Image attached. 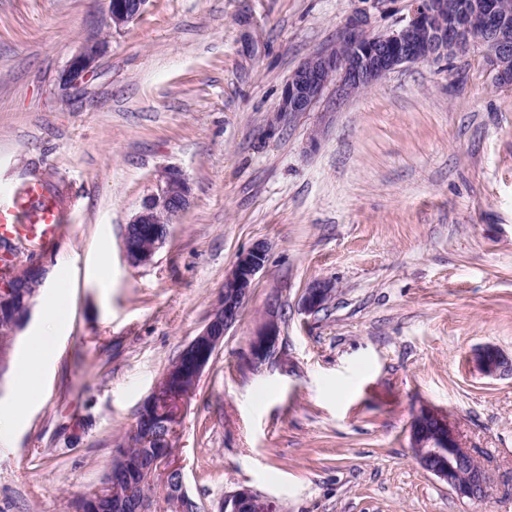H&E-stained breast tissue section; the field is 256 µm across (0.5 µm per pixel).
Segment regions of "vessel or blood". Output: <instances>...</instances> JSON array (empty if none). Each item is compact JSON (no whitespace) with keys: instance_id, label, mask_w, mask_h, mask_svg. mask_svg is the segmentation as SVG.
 I'll return each mask as SVG.
<instances>
[{"instance_id":"vessel-or-blood-1","label":"vessel or blood","mask_w":512,"mask_h":512,"mask_svg":"<svg viewBox=\"0 0 512 512\" xmlns=\"http://www.w3.org/2000/svg\"><path fill=\"white\" fill-rule=\"evenodd\" d=\"M64 213L51 189L32 178L0 195V243L19 240L42 251L62 232Z\"/></svg>"}]
</instances>
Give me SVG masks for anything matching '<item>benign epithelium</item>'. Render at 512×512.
I'll return each mask as SVG.
<instances>
[{"mask_svg": "<svg viewBox=\"0 0 512 512\" xmlns=\"http://www.w3.org/2000/svg\"><path fill=\"white\" fill-rule=\"evenodd\" d=\"M146 0H109L110 27L119 30L135 19ZM369 13L365 9L353 12L346 20L341 37L327 51L306 59L285 84L276 119L296 112H309L320 100L326 88L336 85V95L345 99L356 90L374 85L397 69L420 62L450 59L464 41L476 40L482 48L492 74L499 86L512 87V20L503 14L496 0H477L468 9H459L451 0H425L414 5L406 22L384 34L367 33ZM102 41L84 44L67 62L60 82L73 86L89 81L105 54ZM191 204V187L182 171L169 168L158 179L157 192L150 195L124 230V255L133 267L150 263L155 253L169 238V225L156 224L159 211L176 218ZM268 246L259 241L240 253L232 269L224 277V289L217 305L203 327L184 347L188 362L178 359L166 373L168 391L161 395L152 391L145 399L135 431L144 428L159 406H166L175 425L184 404L194 393L206 368L212 363L224 342V336L243 314L246 300L255 287L256 275L264 267ZM45 270L42 261L33 259L19 265L13 285H0V314H12L11 333L17 335L28 320L34 301L24 310L14 308V287L26 282L34 272ZM335 284L326 279H314L304 288L300 307L306 314L321 311L332 298ZM280 326L277 314L270 313L250 341V362L261 367L280 359ZM477 368L486 375L512 371V361L498 349L485 346L475 352ZM411 448L420 465L448 489L474 502L489 494V478L471 453L463 448L448 415L434 407L423 405L411 425ZM163 475L162 494L194 512L201 507L186 487L181 466L175 463L165 448H158L141 470V482H149L156 474ZM113 481L105 479L94 493L76 502V512H96L100 500L113 495ZM116 509L131 508L133 512H152L150 501L137 497L131 502L119 497L112 503ZM224 512H275L272 503L253 490L242 487L224 498Z\"/></svg>", "mask_w": 512, "mask_h": 512, "instance_id": "7a95c632", "label": "benign epithelium"}]
</instances>
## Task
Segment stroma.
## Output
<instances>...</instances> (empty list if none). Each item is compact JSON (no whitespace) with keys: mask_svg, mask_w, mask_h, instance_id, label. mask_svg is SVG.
I'll use <instances>...</instances> for the list:
<instances>
[{"mask_svg":"<svg viewBox=\"0 0 512 512\" xmlns=\"http://www.w3.org/2000/svg\"><path fill=\"white\" fill-rule=\"evenodd\" d=\"M108 0H0V192L39 177L67 198L60 240L0 372L61 285L39 398L0 430V512H73L96 490L146 397L204 326L238 254L267 261L168 438L202 512L248 487L276 512H512V372L482 374L484 346L512 360V88L479 49L400 68L272 124L310 54L335 44L362 0H147L110 29ZM94 78L59 75L85 43ZM168 167L192 204L145 266L126 224ZM335 281L327 310L303 289ZM276 309L281 359L249 341ZM447 413L486 470L458 497L410 447L416 411ZM335 284L326 279H314L304 288L300 307L306 314H315L321 311L332 298Z\"/></svg>","mask_w":512,"mask_h":512,"instance_id":"stroma-1","label":"stroma"}]
</instances>
